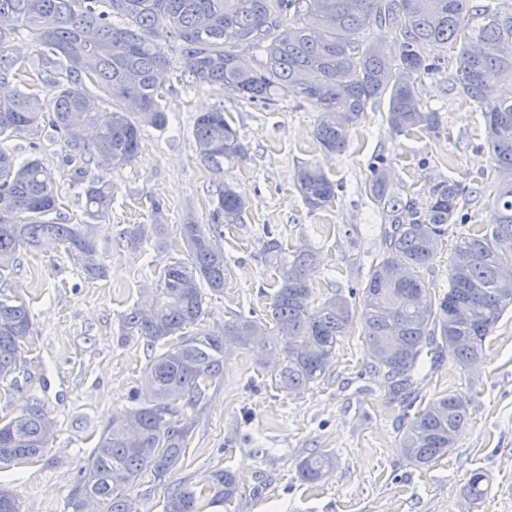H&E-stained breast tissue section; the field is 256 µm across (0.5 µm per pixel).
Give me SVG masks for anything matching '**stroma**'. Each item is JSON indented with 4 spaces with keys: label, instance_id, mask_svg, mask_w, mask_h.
Listing matches in <instances>:
<instances>
[{
    "label": "stroma",
    "instance_id": "1",
    "mask_svg": "<svg viewBox=\"0 0 512 512\" xmlns=\"http://www.w3.org/2000/svg\"><path fill=\"white\" fill-rule=\"evenodd\" d=\"M428 53L440 69L420 90L439 112V128L391 134L386 104L379 101L368 107L339 154L325 152L315 140L318 112L306 101L285 97L265 105L216 86L175 81L161 101L167 126L145 127L136 159L108 172L114 201L98 229L105 277L86 279L61 247L24 252L17 274L0 283L6 294L27 301L31 320L19 372L0 380V420L35 397L56 424L54 441L38 460L0 465V483L12 490L20 512H64L103 425L134 405L150 357L162 351L123 335L122 319L145 290L157 288L169 264L186 258L178 224L190 217L206 223L213 208L218 178L196 154L197 113L223 106L249 152L246 161L224 166L221 179L244 198L246 211L242 223L224 228L231 277L223 295L208 297L205 328H223L239 315L266 318L277 281L260 255L269 232L284 244L304 240L317 251L320 262L311 277L316 301L361 289L392 220L365 187L371 166H387L402 197L420 210L436 183H459L455 232L489 230L492 159L482 112L457 95L453 57L437 46ZM0 145L22 159L38 151L55 174L70 223L83 221L80 175L66 163L51 129ZM304 163L336 183L332 205L315 212L306 207L294 178ZM153 222L164 224V236H148L137 250L121 240L128 225ZM485 350L471 370L449 356L427 364L409 405L394 400L383 376L370 367L357 326L337 347L330 375L297 396L274 389L252 355L239 353L192 411L184 464L170 483L202 488L212 471L231 469L240 487L239 512H512V311L500 319ZM452 391L470 397L468 422L447 456L415 468L401 455L400 429L416 409ZM314 451L334 453L337 464L323 482L311 485L299 479L297 465ZM476 472L487 486L478 503L467 499Z\"/></svg>",
    "mask_w": 512,
    "mask_h": 512
}]
</instances>
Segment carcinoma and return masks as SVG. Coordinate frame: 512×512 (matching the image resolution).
Listing matches in <instances>:
<instances>
[{"label": "carcinoma", "mask_w": 512, "mask_h": 512, "mask_svg": "<svg viewBox=\"0 0 512 512\" xmlns=\"http://www.w3.org/2000/svg\"><path fill=\"white\" fill-rule=\"evenodd\" d=\"M389 27V49L372 36ZM41 48L20 59L12 41L21 32ZM179 49L183 73L197 86L217 85L248 101L273 104L300 98L319 112L313 134L330 152L346 149L352 129L376 101H387L386 122L394 135L434 130L439 113L424 103L420 86L437 70L427 49L454 50L453 80L459 94L480 107L486 145L493 159L494 222L490 231L457 237L450 258L448 290L436 294L422 272L448 244L461 187L443 180L425 211L403 201L387 169L374 167L371 198L391 209L383 253L373 265L359 303L336 292L314 304L311 273L318 254L302 240L284 246L276 237L261 243L264 262L278 275L268 318L239 316L221 331L200 327L206 295L221 294L230 277L224 258V225L239 224L245 200L219 181L208 223L179 225L189 260L170 264L146 306L132 309L124 329L146 345L167 348L153 357L143 395L132 408L112 415L71 490L67 512H83L84 501H100V512H135L130 492L145 476L163 482L181 466L196 407L221 381L224 362L237 350L254 353L271 386L296 396L321 381L336 360V347L360 324L364 350L392 395L403 394L427 355L436 363L451 355L470 367L483 358L484 344L512 308V100L497 98L512 82V14L497 0H0V138L44 125L61 134L66 159L92 162L101 174L83 187V224L61 212L55 178L39 155L22 161L0 147V195L9 215H0V278L14 274L21 250L74 253L83 275L105 277L96 229L112 212V183L106 171L134 161L141 127H166L161 100L172 90L174 61L158 38ZM50 87L49 101L10 86L28 71ZM110 100L102 110L85 80ZM193 135L200 160L215 173L224 163L243 162L248 148L219 105L200 113ZM297 190L311 211L335 201L336 183L305 164ZM136 248L146 226L123 232ZM273 328H268V325ZM28 306L0 298V380L16 373L30 336ZM471 399L449 392L428 402L403 425L404 459L425 468L448 454L467 423ZM55 425L36 398L0 422V463L32 461L53 441ZM336 467V456L314 452L297 467L307 483ZM240 491L233 472L217 469L208 485L168 489L163 512H203L204 500L237 512Z\"/></svg>", "instance_id": "carcinoma-1"}]
</instances>
